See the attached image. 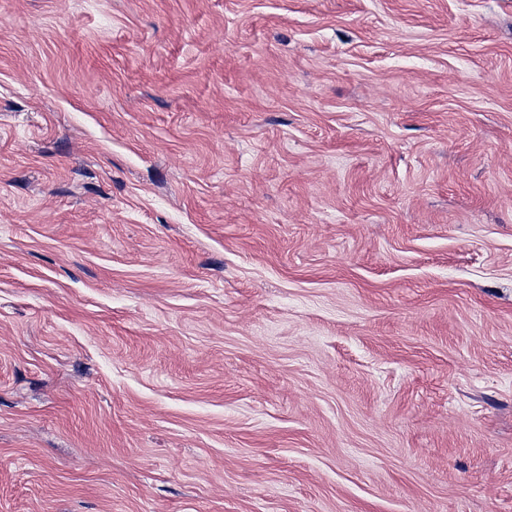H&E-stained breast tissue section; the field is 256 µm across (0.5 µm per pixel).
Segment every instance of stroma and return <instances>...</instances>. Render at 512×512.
<instances>
[{"mask_svg":"<svg viewBox=\"0 0 512 512\" xmlns=\"http://www.w3.org/2000/svg\"><path fill=\"white\" fill-rule=\"evenodd\" d=\"M0 512H512V0H0Z\"/></svg>","mask_w":512,"mask_h":512,"instance_id":"stroma-1","label":"stroma"}]
</instances>
